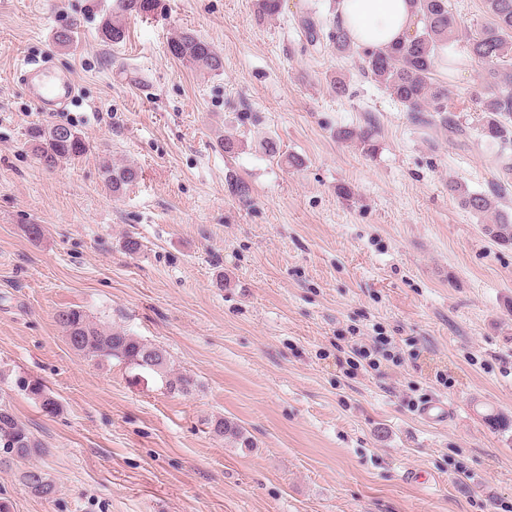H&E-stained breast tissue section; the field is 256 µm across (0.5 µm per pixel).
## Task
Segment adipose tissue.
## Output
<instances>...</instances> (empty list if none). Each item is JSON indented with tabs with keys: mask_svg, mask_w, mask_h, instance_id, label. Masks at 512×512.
I'll list each match as a JSON object with an SVG mask.
<instances>
[{
	"mask_svg": "<svg viewBox=\"0 0 512 512\" xmlns=\"http://www.w3.org/2000/svg\"><path fill=\"white\" fill-rule=\"evenodd\" d=\"M336 19L356 44L384 47L412 33L418 17L411 0H340Z\"/></svg>",
	"mask_w": 512,
	"mask_h": 512,
	"instance_id": "ef3b65f1",
	"label": "adipose tissue"
}]
</instances>
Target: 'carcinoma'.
Here are the masks:
<instances>
[{
	"instance_id": "carcinoma-1",
	"label": "carcinoma",
	"mask_w": 512,
	"mask_h": 512,
	"mask_svg": "<svg viewBox=\"0 0 512 512\" xmlns=\"http://www.w3.org/2000/svg\"><path fill=\"white\" fill-rule=\"evenodd\" d=\"M420 26L404 39L381 48L363 47L359 51L365 77L383 86L390 96L400 102L414 120L427 123L439 122L450 133L463 129L458 116L448 104L447 86L433 78L438 60V48L458 37V21L448 8V0H413ZM157 6V0H116V16L104 21L101 38L111 44H120L126 38L123 16H148ZM258 19H272L281 12V0H255ZM484 12L489 21L468 33L466 49L469 57L483 68L484 82L493 87L490 92L477 91L471 98L472 109L478 113L479 136L490 146L502 148L512 143V0H483ZM82 21L73 17L54 32L55 43L67 48L74 43ZM307 39L319 44L326 40L340 55L354 50L353 40L347 30L338 24L324 28L312 15L300 19ZM168 49L176 59L185 61L209 73L224 70V59L213 46L191 31H182L168 42ZM378 126L368 121L358 129L341 128L336 137L355 139L367 152L375 150ZM36 159L45 169H54L63 160L83 156L89 144L70 126L56 124L36 125L27 131ZM100 169L106 186L114 195L136 184L141 172L134 165L115 166L112 159L101 158ZM449 191L461 207L483 220V234L496 244L512 248V214L500 208L501 195L506 186H498L490 193L474 192L459 182H450ZM56 322L62 329L72 350L98 364L118 360L128 368L142 374L159 376L163 388L169 393L187 396L196 390L198 383L193 375L171 372L170 357L165 349L90 319L81 308L68 307L58 311ZM28 395L37 401L48 415L60 411L58 400L39 381L23 384ZM209 427L214 436L232 440L250 447L243 430L234 422L215 417ZM0 467H8L15 460H37L48 449L18 420L7 406H0ZM19 480L34 496L49 498L55 485L48 473L33 464L19 473Z\"/></svg>"
}]
</instances>
